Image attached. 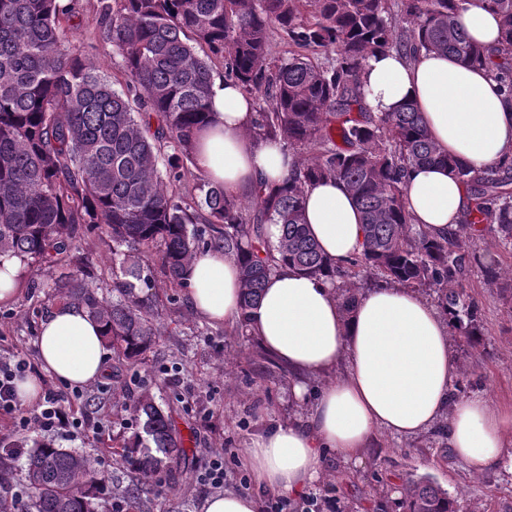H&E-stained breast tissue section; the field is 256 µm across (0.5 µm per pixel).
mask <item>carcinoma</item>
<instances>
[{
  "label": "carcinoma",
  "instance_id": "1",
  "mask_svg": "<svg viewBox=\"0 0 512 512\" xmlns=\"http://www.w3.org/2000/svg\"><path fill=\"white\" fill-rule=\"evenodd\" d=\"M470 2L400 0L396 18L390 0H96L92 34L122 58L119 91L69 39L83 27V0H0V257L20 256L34 272L67 266L33 287L99 320L126 367L164 335L150 261L166 287L186 288L191 259L208 249L237 261L244 311L282 262L329 282L346 314L368 286L424 288L451 336L477 348L481 310L460 285L483 262L466 240L494 224L512 248V159L476 172L436 149L412 104L370 111L359 81L369 55L425 48L488 68L512 98V0H481L499 21L496 50L459 25ZM276 30L292 46L286 56L271 52ZM217 64L252 97L253 136L280 140L299 158L277 187L259 182L247 201L201 172L186 178ZM431 165L469 191L465 219L446 237L412 223L405 205L409 169ZM328 180L346 184L362 216L363 252L344 264L323 255L305 221L306 188ZM271 224L281 227L275 243ZM88 233L112 243L110 298L81 252ZM126 400L141 431L112 443V455L139 475L123 489L124 510L112 504L117 478L34 439L26 512H140L143 484L186 451L153 395ZM15 459V450L0 451V512H14ZM394 505L458 512L455 497L426 476L407 477Z\"/></svg>",
  "mask_w": 512,
  "mask_h": 512
}]
</instances>
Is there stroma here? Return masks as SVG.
<instances>
[{
	"instance_id": "35a3bbf8",
	"label": "stroma",
	"mask_w": 512,
	"mask_h": 512,
	"mask_svg": "<svg viewBox=\"0 0 512 512\" xmlns=\"http://www.w3.org/2000/svg\"><path fill=\"white\" fill-rule=\"evenodd\" d=\"M470 246L501 277L489 282L482 267H476L463 281L464 293L480 304L484 336L479 354L456 340L450 343L451 353L467 377L464 396L480 395L492 405L510 407L512 249L499 243L491 224L484 225ZM51 276L48 270L37 275L25 272L24 288L0 310V355L24 354L35 375L41 374L34 341L56 302L45 289H31L30 282ZM174 298L162 310L165 336L146 352L142 364L124 369L119 378L104 377L102 389L77 399L66 384L41 376L43 389L59 391L63 404L73 405L79 418L101 422L107 429L106 436L95 442L63 432L56 435L55 444L84 453L98 471L119 476L124 484L133 475L115 461L112 439L132 436L139 429L133 415L122 407L124 394L149 392L169 413L190 451L185 464L152 484L143 512H202L207 494L193 476L208 466L217 448L224 451L225 489L259 496L261 512H271L275 504L283 506L284 512H380L411 475L429 476L457 496L460 512H512V451L498 467L476 475L447 455L438 429L407 439L381 435L355 464L328 457L324 478L295 498L262 492L244 463V450L261 426L305 415V408L292 395L295 379L273 360L250 363L255 339L245 332L213 327L194 315L185 290L176 289Z\"/></svg>"
}]
</instances>
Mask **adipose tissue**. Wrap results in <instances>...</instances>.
Here are the masks:
<instances>
[{"label": "adipose tissue", "instance_id": "obj_1", "mask_svg": "<svg viewBox=\"0 0 512 512\" xmlns=\"http://www.w3.org/2000/svg\"><path fill=\"white\" fill-rule=\"evenodd\" d=\"M459 21L474 40L498 47V19L478 0ZM361 79L372 111L414 103L439 152L479 170L512 156V101L486 69L423 49L411 61L394 52L370 55ZM210 110V123L194 136L199 169L237 193L279 183L295 158L283 143L251 137L255 114L240 87L213 78ZM406 183L414 223L439 236L456 227L467 188L447 169L415 168ZM305 196L308 232L324 254L340 263L361 253V214L346 185L318 182ZM188 278L194 314L216 327L234 326L242 292L237 262L216 250L199 253ZM249 331L297 377L293 396L310 408L308 415L260 429L247 444L244 462L270 493L293 497L319 481L326 454L360 461L379 433L412 438L443 427L451 452L476 474L497 467L512 446V407L453 398L458 367L448 319L411 290H370L347 316L328 283L282 265L252 308ZM35 347L42 372L76 388L99 381L108 364L102 325L73 305L51 310ZM342 362L348 365L343 377L310 393L309 379Z\"/></svg>", "mask_w": 512, "mask_h": 512}]
</instances>
